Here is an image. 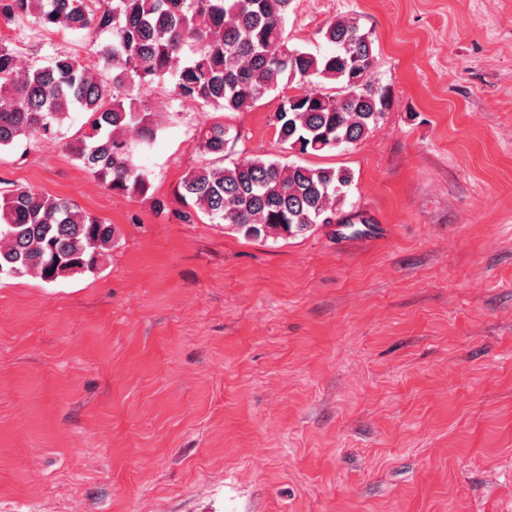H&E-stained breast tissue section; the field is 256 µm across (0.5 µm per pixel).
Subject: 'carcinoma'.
<instances>
[{"instance_id": "carcinoma-1", "label": "carcinoma", "mask_w": 512, "mask_h": 512, "mask_svg": "<svg viewBox=\"0 0 512 512\" xmlns=\"http://www.w3.org/2000/svg\"><path fill=\"white\" fill-rule=\"evenodd\" d=\"M293 0H0V23L33 18L44 29L96 35L110 42L90 65L58 54L45 66L20 67L0 35V148L52 140L73 112L89 132L70 147L108 189L147 197L151 182L135 164L159 126L138 91L167 81L172 95L204 112L242 111L275 92L279 153L225 161L229 130L214 123L199 149L213 161L190 171L183 196L215 224L254 240L303 235L340 220L354 182L347 169L313 168L282 155L351 147L387 107L371 84L374 40L351 18L320 30L333 47L314 54L290 44ZM115 227L65 198L17 187L0 193V276L33 273L47 283L94 272L115 246Z\"/></svg>"}]
</instances>
